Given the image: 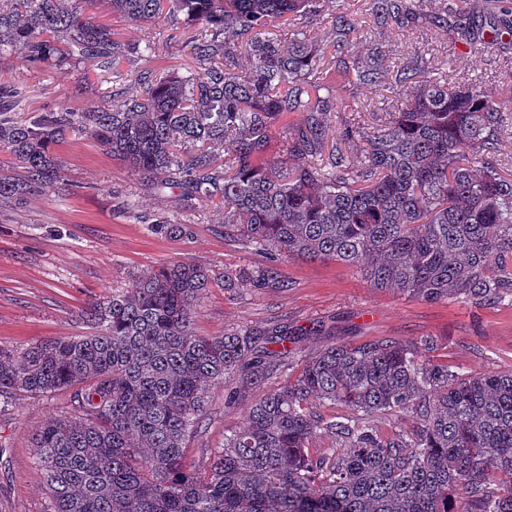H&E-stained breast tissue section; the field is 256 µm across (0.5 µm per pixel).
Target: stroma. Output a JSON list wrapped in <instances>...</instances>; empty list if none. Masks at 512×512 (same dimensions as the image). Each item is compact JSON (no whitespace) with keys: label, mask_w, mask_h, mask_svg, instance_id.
Returning <instances> with one entry per match:
<instances>
[{"label":"stroma","mask_w":512,"mask_h":512,"mask_svg":"<svg viewBox=\"0 0 512 512\" xmlns=\"http://www.w3.org/2000/svg\"><path fill=\"white\" fill-rule=\"evenodd\" d=\"M339 11L364 28L373 22L370 0H321L316 32L322 43L332 40V19ZM101 19L117 39L138 47L116 69L104 72L76 61L37 67L16 53L0 60V85L19 92L20 117L59 107L84 112L105 99H120L136 76L165 75L194 63L189 45L173 43L170 18L138 26L106 13ZM484 38L471 49L447 28L391 26L383 35L384 65L399 69L410 61L408 48H416L419 66L454 70L470 85L496 86L504 111L512 113V81L503 76L507 55L495 45L492 30H485ZM333 95L350 113L364 104L386 112L392 99L381 88L344 80L334 82ZM55 152L65 175L58 188L0 205V347L22 349L88 334L83 313L91 303L162 264L193 261L220 273L265 263L255 246L225 237L214 205L184 210L172 194L145 190L90 134H71ZM157 212L192 225V237L152 233L147 220ZM283 269L287 285L277 290L215 283L197 308L196 333L323 325L340 342L430 337L436 343L430 358L463 373L512 371V306L430 303L378 291L358 267L336 261L292 259ZM209 396V411L189 443V458L199 465L207 449L223 447L225 435L245 421L244 407L226 402L223 385L213 386ZM67 406L68 393L60 390L19 397L0 411V512H46L50 489L38 471L32 436Z\"/></svg>","instance_id":"obj_1"}]
</instances>
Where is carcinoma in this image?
<instances>
[{"label":"carcinoma","instance_id":"obj_1","mask_svg":"<svg viewBox=\"0 0 512 512\" xmlns=\"http://www.w3.org/2000/svg\"><path fill=\"white\" fill-rule=\"evenodd\" d=\"M94 2L0 0V58L19 48L32 64L112 67L125 44L87 13ZM104 3L134 25L183 16L196 27L194 68L137 77L112 106L24 120L7 106L17 91L0 86V145L21 169L0 173V202L62 183L53 146L84 131L145 189L174 192L183 209L215 203L224 234L267 251L260 267L224 269L229 286L281 288L283 259L331 260L378 290L512 305V177L491 156L512 118L494 89L446 71L392 75L375 39L362 59L336 57V73L411 91L377 123L333 131L341 107L309 25L320 0ZM372 12L383 29L423 15L414 0H372ZM332 28L342 51L358 34L343 13ZM454 31L475 39L466 15ZM292 112L303 121L281 124ZM227 139L234 150L222 160ZM149 228L193 233L165 212ZM213 283L205 265L169 264L88 306L93 333L0 347V404L69 392L68 411L33 436L47 512H512V372L460 373L423 355L431 338L307 354L302 342L318 328L199 336L197 303ZM290 369L293 382L253 397ZM216 384L245 406V422L196 469L188 443ZM313 398L341 412L317 417ZM393 413L415 425L380 430L375 420ZM324 431L338 445L321 451Z\"/></svg>","mask_w":512,"mask_h":512}]
</instances>
